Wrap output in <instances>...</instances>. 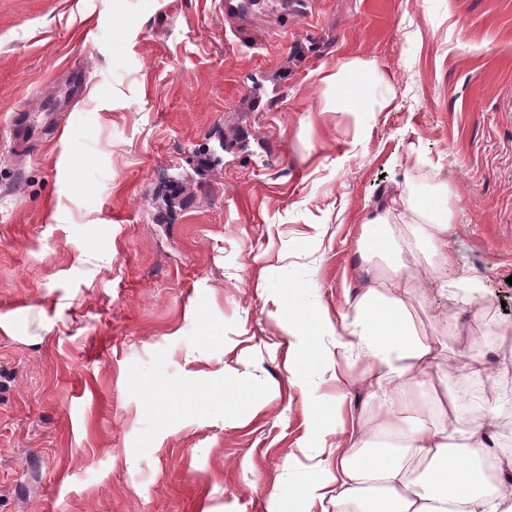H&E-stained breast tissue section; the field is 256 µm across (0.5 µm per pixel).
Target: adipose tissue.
I'll use <instances>...</instances> for the list:
<instances>
[{
  "label": "adipose tissue",
  "instance_id": "ef3b65f1",
  "mask_svg": "<svg viewBox=\"0 0 512 512\" xmlns=\"http://www.w3.org/2000/svg\"><path fill=\"white\" fill-rule=\"evenodd\" d=\"M381 79L374 62L343 63L325 82L345 112H381ZM448 188L406 183L390 207L364 222L360 249L383 259L388 272L355 291L339 329L312 313L290 309L301 331L300 366L327 370L341 392L335 402H314L316 419L336 426L331 460L298 487L309 512H512V487L490 484L479 467L494 458L512 472V451H490L484 425L473 423L453 384L436 387L434 372L480 382L492 374L487 348L458 355L456 326L426 331L416 315L422 274L453 267L448 249ZM361 366L359 380L349 371ZM367 396L363 414L345 418L353 389Z\"/></svg>",
  "mask_w": 512,
  "mask_h": 512
}]
</instances>
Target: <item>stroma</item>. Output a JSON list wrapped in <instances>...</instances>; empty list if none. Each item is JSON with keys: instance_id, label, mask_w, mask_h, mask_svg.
<instances>
[{"instance_id": "stroma-1", "label": "stroma", "mask_w": 512, "mask_h": 512, "mask_svg": "<svg viewBox=\"0 0 512 512\" xmlns=\"http://www.w3.org/2000/svg\"><path fill=\"white\" fill-rule=\"evenodd\" d=\"M236 24L220 0H0V512H276L336 443L282 293L337 325L372 273L362 225L405 182L447 183L436 276L477 282L429 288L424 326L464 322L460 352L512 327V0L263 2ZM352 58L386 111L329 101ZM66 61L86 93L45 111ZM231 380L257 396L232 416ZM470 288H475V282L468 276L440 280L437 284V289L448 298V302H455L461 295L466 294Z\"/></svg>"}]
</instances>
